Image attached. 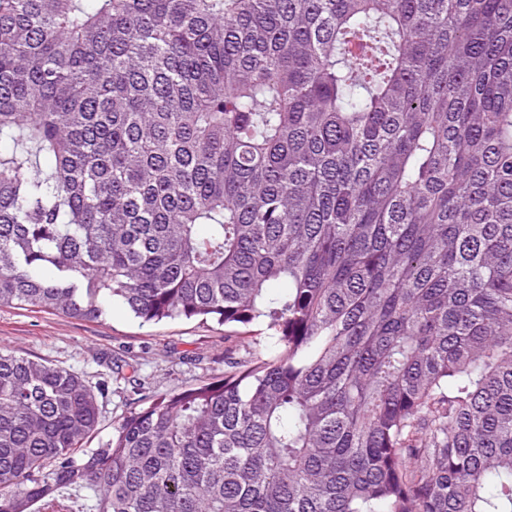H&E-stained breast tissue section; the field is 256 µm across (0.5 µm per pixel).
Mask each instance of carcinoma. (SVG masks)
<instances>
[{"instance_id":"carcinoma-1","label":"carcinoma","mask_w":512,"mask_h":512,"mask_svg":"<svg viewBox=\"0 0 512 512\" xmlns=\"http://www.w3.org/2000/svg\"><path fill=\"white\" fill-rule=\"evenodd\" d=\"M113 300L278 351L0 348V512H512V0H0V307ZM263 332L259 325L224 328L215 321L200 319L144 323L115 300L108 304L102 320L0 307V347L20 356L52 361L79 373L92 385L99 381V373L108 372L105 363L112 362V381L100 398V422L88 448L108 443L122 417L137 406L131 401L137 397L134 389L123 379L124 374L130 375L125 362L139 364L140 378L156 394L179 392L203 378L224 375L227 351L233 357L245 358L243 339L235 336L259 338ZM224 336L232 337L224 340Z\"/></svg>"}]
</instances>
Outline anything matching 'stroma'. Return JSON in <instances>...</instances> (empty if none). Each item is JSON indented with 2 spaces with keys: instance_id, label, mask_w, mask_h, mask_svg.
<instances>
[{
  "instance_id": "35a3bbf8",
  "label": "stroma",
  "mask_w": 512,
  "mask_h": 512,
  "mask_svg": "<svg viewBox=\"0 0 512 512\" xmlns=\"http://www.w3.org/2000/svg\"><path fill=\"white\" fill-rule=\"evenodd\" d=\"M238 329L217 322L175 318L142 322L120 302L105 317L82 320L57 313L0 307V347L32 359L42 358L96 383L107 365L135 363L150 390L169 394L199 380L223 375L225 354L245 357ZM133 392L121 373H113L100 400L99 425L88 441L99 448L111 440L122 417L133 411Z\"/></svg>"
}]
</instances>
